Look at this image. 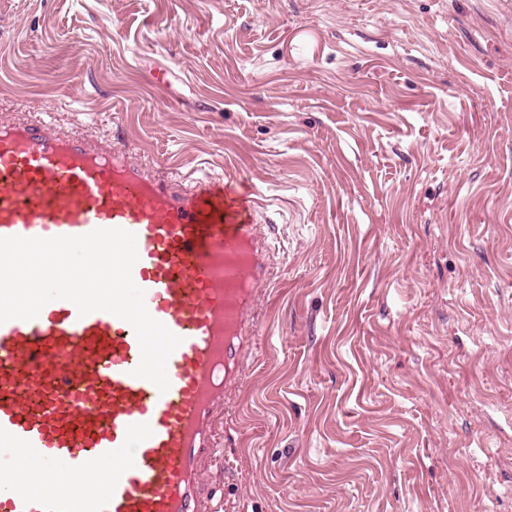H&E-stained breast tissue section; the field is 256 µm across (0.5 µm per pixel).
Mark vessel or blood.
I'll list each match as a JSON object with an SVG mask.
<instances>
[{
	"label": "vessel or blood",
	"instance_id": "1",
	"mask_svg": "<svg viewBox=\"0 0 512 512\" xmlns=\"http://www.w3.org/2000/svg\"><path fill=\"white\" fill-rule=\"evenodd\" d=\"M255 196L210 175L161 176L110 142L51 118L0 121V237L136 236L134 283L181 344L170 387L134 376L133 327L56 299L31 320L0 323V512H214L199 490L204 456L222 444L224 403L270 285V247ZM38 467H14L3 449ZM105 465L109 484L74 505L67 488L33 494L50 471Z\"/></svg>",
	"mask_w": 512,
	"mask_h": 512
}]
</instances>
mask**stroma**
I'll return each mask as SVG.
<instances>
[{
    "instance_id": "1",
    "label": "stroma",
    "mask_w": 512,
    "mask_h": 512,
    "mask_svg": "<svg viewBox=\"0 0 512 512\" xmlns=\"http://www.w3.org/2000/svg\"><path fill=\"white\" fill-rule=\"evenodd\" d=\"M259 194L216 512H512V0H0V117Z\"/></svg>"
}]
</instances>
